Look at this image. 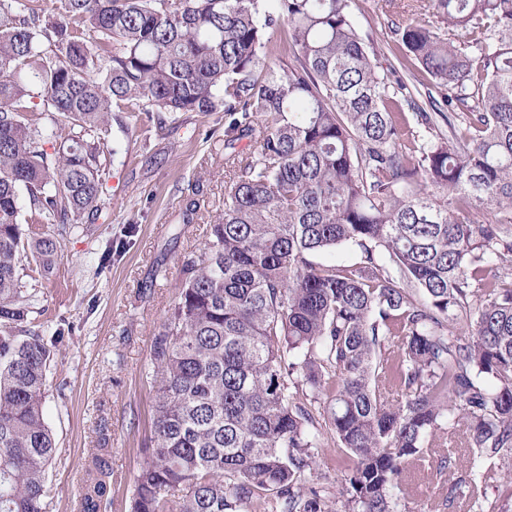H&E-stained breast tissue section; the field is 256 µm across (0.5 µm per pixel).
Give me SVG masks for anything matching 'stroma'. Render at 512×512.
I'll use <instances>...</instances> for the list:
<instances>
[{
	"label": "stroma",
	"instance_id": "35a3bbf8",
	"mask_svg": "<svg viewBox=\"0 0 512 512\" xmlns=\"http://www.w3.org/2000/svg\"><path fill=\"white\" fill-rule=\"evenodd\" d=\"M414 0H355L354 23L392 59L391 20ZM95 223L60 236L48 278H28L45 333L65 328L54 351L44 419L56 443L46 474L50 512H79L86 467L105 459L109 492L100 512H131L136 478L154 436L153 339L178 298L184 256L201 246L224 207V115L180 112L136 133L113 126ZM194 220H186L189 205ZM346 465L326 440L314 485L338 492Z\"/></svg>",
	"mask_w": 512,
	"mask_h": 512
}]
</instances>
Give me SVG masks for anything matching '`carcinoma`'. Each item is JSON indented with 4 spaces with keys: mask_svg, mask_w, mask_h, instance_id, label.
<instances>
[{
    "mask_svg": "<svg viewBox=\"0 0 512 512\" xmlns=\"http://www.w3.org/2000/svg\"><path fill=\"white\" fill-rule=\"evenodd\" d=\"M420 2L446 31L395 23L381 72L353 0H0V512H49L56 450L43 399L64 332L37 328L20 270L48 274L60 243L22 224L94 223L112 123L153 112H222L224 147L253 151L224 156V210L153 340L133 512H333L305 484L327 436L342 512H399L426 472L448 483L431 512H512V488L484 492L512 455V0ZM408 64L427 109L391 79ZM489 206L502 216L479 220ZM344 244L358 262L313 261ZM86 475L81 512H100L103 459Z\"/></svg>",
    "mask_w": 512,
    "mask_h": 512,
    "instance_id": "obj_1",
    "label": "carcinoma"
}]
</instances>
